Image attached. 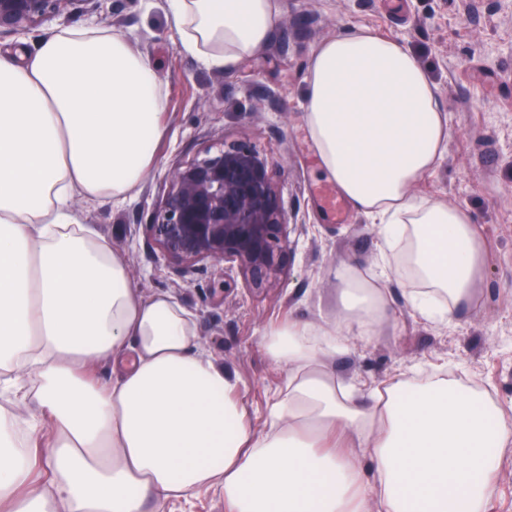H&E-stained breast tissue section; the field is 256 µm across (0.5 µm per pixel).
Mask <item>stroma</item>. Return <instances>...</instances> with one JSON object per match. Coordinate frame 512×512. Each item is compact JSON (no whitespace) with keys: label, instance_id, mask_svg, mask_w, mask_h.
Listing matches in <instances>:
<instances>
[{"label":"stroma","instance_id":"stroma-1","mask_svg":"<svg viewBox=\"0 0 512 512\" xmlns=\"http://www.w3.org/2000/svg\"><path fill=\"white\" fill-rule=\"evenodd\" d=\"M269 45L224 70L182 53L179 38L151 0H99L18 34L0 35V53L32 49L45 32L99 24L127 36L153 63L168 94L165 132L156 164L126 204L76 200L128 261L143 295L168 293L195 317L200 346L243 382L256 430L286 376L257 344L272 325L291 317L319 321L341 312L336 271L368 268L381 245L378 225L355 211L337 221L318 194L327 187L302 120L305 77L313 50L357 25L398 39L421 59L448 115V150L417 194L468 208L490 245L486 277L474 308L450 326L414 315L401 282H386L395 324L371 344L337 353L336 375L378 385L407 373L427 378L462 371L502 408L512 407V0H277ZM240 140L267 156L297 226L291 233V274L278 288L257 291L203 261L176 272L147 240L142 222L163 201L167 172L205 148Z\"/></svg>","mask_w":512,"mask_h":512}]
</instances>
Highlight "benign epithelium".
I'll return each mask as SVG.
<instances>
[{"label":"benign epithelium","instance_id":"1","mask_svg":"<svg viewBox=\"0 0 512 512\" xmlns=\"http://www.w3.org/2000/svg\"><path fill=\"white\" fill-rule=\"evenodd\" d=\"M95 0H0V34L17 33ZM290 215L268 158L247 141L208 147L168 173L145 235L176 268L221 261L247 287L290 274Z\"/></svg>","mask_w":512,"mask_h":512}]
</instances>
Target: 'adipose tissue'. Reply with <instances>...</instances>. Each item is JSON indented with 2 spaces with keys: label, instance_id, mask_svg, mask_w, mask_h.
<instances>
[{
  "label": "adipose tissue",
  "instance_id": "obj_1",
  "mask_svg": "<svg viewBox=\"0 0 512 512\" xmlns=\"http://www.w3.org/2000/svg\"><path fill=\"white\" fill-rule=\"evenodd\" d=\"M180 49L230 69L270 40L273 0H164ZM167 94L99 25L0 57V512H168L217 487L224 512H486L512 422L476 388L342 380L341 351L389 321L405 281L422 320L472 305L489 246L468 209L414 194L448 148L438 88L402 42L356 26L323 40L303 123L327 181L381 226L368 276L340 269L343 314L258 338L288 368L256 431L239 377L196 345L171 295H140L75 199L132 200L155 163ZM112 367L100 377L95 364Z\"/></svg>",
  "mask_w": 512,
  "mask_h": 512
}]
</instances>
